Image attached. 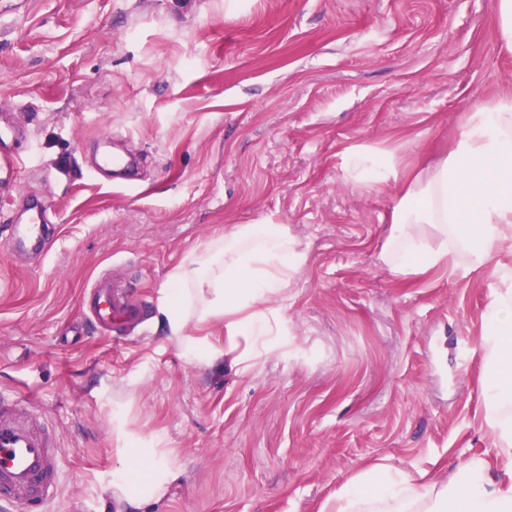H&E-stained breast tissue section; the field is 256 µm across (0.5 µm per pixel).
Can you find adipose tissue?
<instances>
[{
  "instance_id": "ef3b65f1",
  "label": "adipose tissue",
  "mask_w": 512,
  "mask_h": 512,
  "mask_svg": "<svg viewBox=\"0 0 512 512\" xmlns=\"http://www.w3.org/2000/svg\"><path fill=\"white\" fill-rule=\"evenodd\" d=\"M403 146H354L342 156L344 178L394 191L390 234L380 259L398 279L445 267L468 276L491 267V289L479 337L485 372L480 427L491 452L475 455L449 478L426 470L375 464L349 478L327 512H512V94L463 113L457 133L432 163L406 160ZM306 261L288 225L266 216L226 226L192 249L159 291L156 324L193 360L232 356L244 336L267 333L295 274ZM223 325L224 342L209 330ZM120 461L113 487L131 512L173 479L158 439L132 446L117 430Z\"/></svg>"
}]
</instances>
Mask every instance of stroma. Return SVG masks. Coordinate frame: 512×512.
<instances>
[{"instance_id": "1", "label": "stroma", "mask_w": 512, "mask_h": 512, "mask_svg": "<svg viewBox=\"0 0 512 512\" xmlns=\"http://www.w3.org/2000/svg\"><path fill=\"white\" fill-rule=\"evenodd\" d=\"M0 14V122L29 138L0 177V391L60 432L47 512H127L112 422L159 437L176 472L141 512H322L364 461L456 471L489 452L477 341L496 279L379 259L391 189L345 182L356 144L437 157L463 112L512 93L499 0H21ZM135 157L97 172L103 148ZM34 199L53 246L10 252ZM270 216L303 243L245 371L194 364L158 330L191 248ZM108 276L142 307L97 330Z\"/></svg>"}]
</instances>
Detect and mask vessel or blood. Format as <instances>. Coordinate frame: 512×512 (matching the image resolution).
<instances>
[{
    "label": "vessel or blood",
    "instance_id": "vessel-or-blood-1",
    "mask_svg": "<svg viewBox=\"0 0 512 512\" xmlns=\"http://www.w3.org/2000/svg\"><path fill=\"white\" fill-rule=\"evenodd\" d=\"M17 131L0 125V171L12 173L19 156L9 144ZM45 206L33 207L26 223L12 227L7 241L18 252H44L52 241ZM98 327L137 318L140 308L109 278L97 279L84 297ZM25 395L0 397V507L19 505L24 512H42L59 488V433L45 419L27 415Z\"/></svg>",
    "mask_w": 512,
    "mask_h": 512
}]
</instances>
